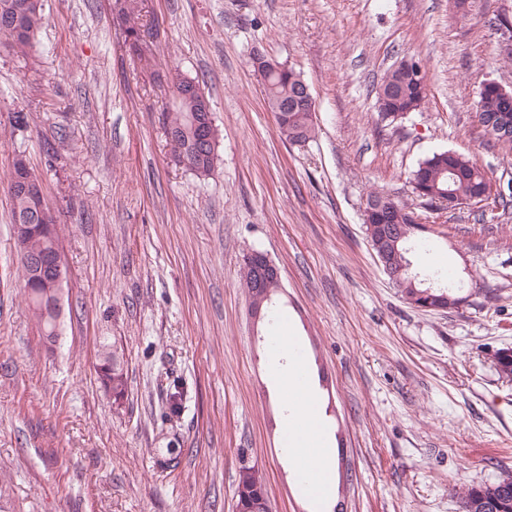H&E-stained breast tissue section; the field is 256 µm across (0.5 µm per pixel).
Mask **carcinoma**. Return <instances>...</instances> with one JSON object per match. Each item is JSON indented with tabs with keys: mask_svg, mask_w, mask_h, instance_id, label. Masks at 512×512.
I'll list each match as a JSON object with an SVG mask.
<instances>
[{
	"mask_svg": "<svg viewBox=\"0 0 512 512\" xmlns=\"http://www.w3.org/2000/svg\"><path fill=\"white\" fill-rule=\"evenodd\" d=\"M44 0H0V38L7 39L8 47L17 55L26 56L34 46L44 14ZM113 8L119 17L139 19L141 8L138 0H114ZM125 42L139 60L148 63L153 56V48L140 36L139 27L131 25L125 30ZM265 80L263 92L281 136L293 145H302L315 135V125L311 112L297 105L301 101L308 85L295 70L266 59L262 62ZM199 83L187 77L177 76L172 82V94L176 107L162 113V125L171 146L175 163L186 162V168L199 177H207L214 170L217 160L218 141L200 145L196 141L195 122L199 113L204 111L205 103L192 92ZM427 98L426 76H418L415 67H399L386 71L376 88V106L382 121L394 123L408 113L421 108ZM476 113L485 134L505 149H512V136H508L505 126L512 125V96L505 97L489 87L480 89L476 102ZM12 172L28 179L35 186H42L40 177L30 167L26 156L19 152L12 161ZM414 193L434 199L451 192L464 199L484 200L491 185V178L476 161L450 151L434 152L418 162L412 172ZM383 194L373 192L368 196L365 209V232L374 247V253L386 249L383 243L381 225H399L401 239L397 244L400 259L408 261V247L420 224L416 223L414 212L406 204L391 201L389 207L381 211L373 209L372 203L381 199ZM13 220L27 224L55 223V217L47 212L41 213V199L27 195L12 196ZM400 291L405 300L416 308L429 304L448 305L447 298L454 297L447 288L428 289L424 280L417 276L407 281ZM112 356V368L99 374L105 392L112 395L113 402L125 397L127 376L123 357L117 350L108 352ZM237 484L246 487H265L264 475L259 470H238ZM498 493L500 512H512V485L503 489H491L484 483L466 489L461 495V504L475 505L491 494Z\"/></svg>",
	"mask_w": 512,
	"mask_h": 512,
	"instance_id": "cac0c4a2",
	"label": "carcinoma"
}]
</instances>
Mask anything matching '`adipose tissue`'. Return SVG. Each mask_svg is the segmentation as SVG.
Here are the masks:
<instances>
[{
	"instance_id": "1",
	"label": "adipose tissue",
	"mask_w": 512,
	"mask_h": 512,
	"mask_svg": "<svg viewBox=\"0 0 512 512\" xmlns=\"http://www.w3.org/2000/svg\"><path fill=\"white\" fill-rule=\"evenodd\" d=\"M289 416L284 426L285 451L289 462L302 463L301 475L314 484L317 491L328 492L334 480L333 469L324 454L305 457L304 450L319 436L320 420L311 398L289 401Z\"/></svg>"
}]
</instances>
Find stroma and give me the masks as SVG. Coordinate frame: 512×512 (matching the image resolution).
Listing matches in <instances>:
<instances>
[{
	"instance_id": "35a3bbf8",
	"label": "stroma",
	"mask_w": 512,
	"mask_h": 512,
	"mask_svg": "<svg viewBox=\"0 0 512 512\" xmlns=\"http://www.w3.org/2000/svg\"><path fill=\"white\" fill-rule=\"evenodd\" d=\"M151 63L130 53L111 0H45L25 57L0 46V512H236L241 453L273 512H462V489L512 476V204L438 212L410 183L436 151L512 180V152L476 117L481 84L512 87V0H143ZM299 72L316 101L305 146L280 135L253 48ZM406 57L423 107L394 124L375 88ZM201 82L219 131L202 180L175 165L160 122L171 69ZM26 124L14 131L16 114ZM25 152L67 263L48 348L23 287L7 177ZM426 230L414 269L459 282L460 306L404 300L365 233L370 193ZM279 267L277 322L252 319L245 255ZM309 360L324 446L350 482L302 488L282 436L271 338ZM116 344L127 392L98 376ZM183 391L166 417L169 383ZM177 463L161 467L156 449Z\"/></svg>"
}]
</instances>
